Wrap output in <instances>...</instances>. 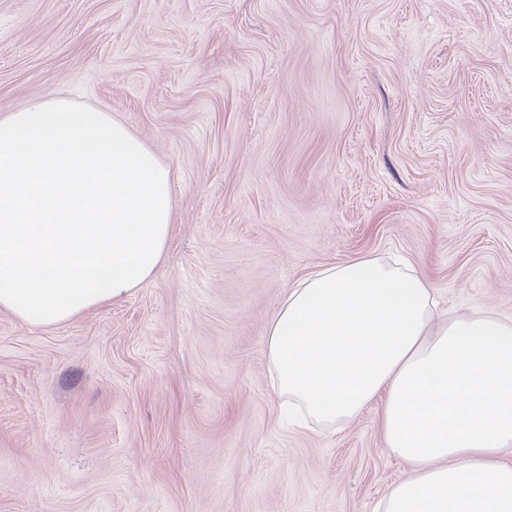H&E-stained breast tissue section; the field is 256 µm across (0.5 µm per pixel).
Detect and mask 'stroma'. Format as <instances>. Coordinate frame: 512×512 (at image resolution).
Returning <instances> with one entry per match:
<instances>
[{"label": "stroma", "instance_id": "obj_1", "mask_svg": "<svg viewBox=\"0 0 512 512\" xmlns=\"http://www.w3.org/2000/svg\"><path fill=\"white\" fill-rule=\"evenodd\" d=\"M44 96L151 147L172 223L121 297L0 309V512H375L376 411L285 424L268 329L393 254L512 320V0H0V117Z\"/></svg>", "mask_w": 512, "mask_h": 512}]
</instances>
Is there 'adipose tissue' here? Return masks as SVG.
I'll list each match as a JSON object with an SVG mask.
<instances>
[{"label":"adipose tissue","instance_id":"adipose-tissue-1","mask_svg":"<svg viewBox=\"0 0 512 512\" xmlns=\"http://www.w3.org/2000/svg\"><path fill=\"white\" fill-rule=\"evenodd\" d=\"M435 295L407 262L311 274L269 327L276 389L325 428L377 409L406 467L377 512H512V321L440 315Z\"/></svg>","mask_w":512,"mask_h":512}]
</instances>
